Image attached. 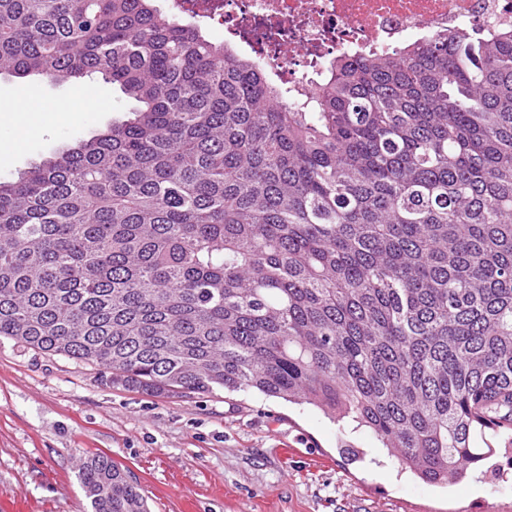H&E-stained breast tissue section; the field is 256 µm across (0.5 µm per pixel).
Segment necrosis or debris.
Returning <instances> with one entry per match:
<instances>
[{"label":"necrosis or debris","mask_w":512,"mask_h":512,"mask_svg":"<svg viewBox=\"0 0 512 512\" xmlns=\"http://www.w3.org/2000/svg\"><path fill=\"white\" fill-rule=\"evenodd\" d=\"M215 20L289 89L342 53H382L438 33L512 25V0H179Z\"/></svg>","instance_id":"obj_1"}]
</instances>
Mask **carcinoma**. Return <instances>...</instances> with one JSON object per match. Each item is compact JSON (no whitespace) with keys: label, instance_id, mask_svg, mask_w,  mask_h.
I'll list each match as a JSON object with an SVG mask.
<instances>
[{"label":"carcinoma","instance_id":"carcinoma-1","mask_svg":"<svg viewBox=\"0 0 512 512\" xmlns=\"http://www.w3.org/2000/svg\"><path fill=\"white\" fill-rule=\"evenodd\" d=\"M133 117L0 181V337L369 428L426 483L512 445V27L339 55L305 100L152 0H0V75ZM93 512H148L87 458Z\"/></svg>","mask_w":512,"mask_h":512}]
</instances>
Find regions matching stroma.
<instances>
[{"instance_id":"35a3bbf8","label":"stroma","mask_w":512,"mask_h":512,"mask_svg":"<svg viewBox=\"0 0 512 512\" xmlns=\"http://www.w3.org/2000/svg\"><path fill=\"white\" fill-rule=\"evenodd\" d=\"M62 118L12 152L0 111V180L89 139L135 108L93 76L56 84L0 76ZM112 458L149 512H512V469L432 485L403 473L365 428L257 392L159 397L113 386L102 368L0 339V512H92L79 479L89 455Z\"/></svg>"}]
</instances>
